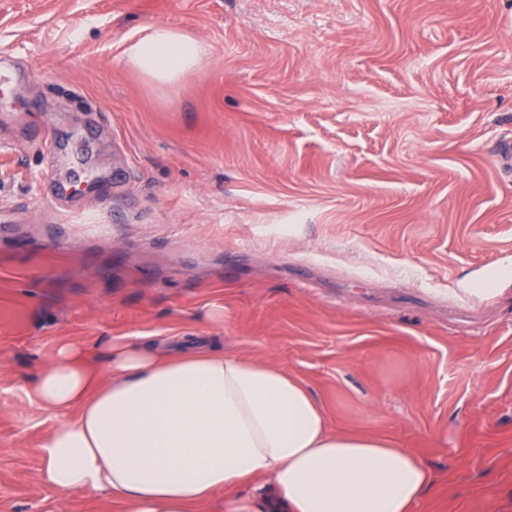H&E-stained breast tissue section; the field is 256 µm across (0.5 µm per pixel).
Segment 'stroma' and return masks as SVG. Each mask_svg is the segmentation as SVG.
Masks as SVG:
<instances>
[{"mask_svg":"<svg viewBox=\"0 0 512 512\" xmlns=\"http://www.w3.org/2000/svg\"><path fill=\"white\" fill-rule=\"evenodd\" d=\"M0 69V512H126L43 483L29 389L159 331L410 450L413 512H512V0H0ZM206 53L205 45L199 40L158 26L127 51V62L152 80L171 82L196 67Z\"/></svg>","mask_w":512,"mask_h":512,"instance_id":"1","label":"stroma"}]
</instances>
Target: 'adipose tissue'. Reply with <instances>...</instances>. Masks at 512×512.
<instances>
[{"label": "adipose tissue", "mask_w": 512, "mask_h": 512, "mask_svg": "<svg viewBox=\"0 0 512 512\" xmlns=\"http://www.w3.org/2000/svg\"><path fill=\"white\" fill-rule=\"evenodd\" d=\"M205 45L158 26L127 52L158 82L196 67ZM58 419L42 444L51 489L102 490L127 512H197L227 488L225 512H412L433 483L384 437L338 433L278 365L223 348L174 354L152 337L112 342L104 369L60 344L30 388Z\"/></svg>", "instance_id": "obj_1"}]
</instances>
